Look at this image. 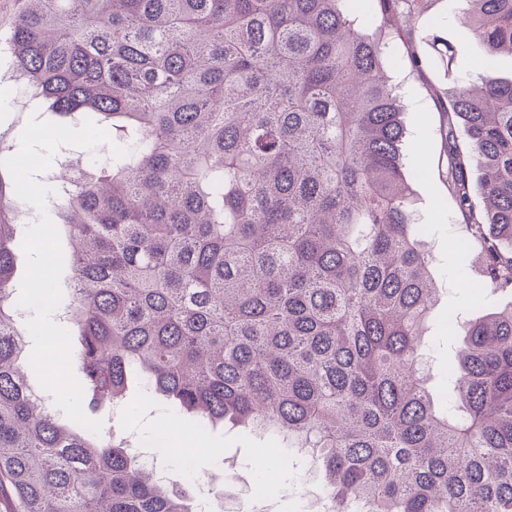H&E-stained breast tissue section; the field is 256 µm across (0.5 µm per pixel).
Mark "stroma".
<instances>
[{
	"mask_svg": "<svg viewBox=\"0 0 512 512\" xmlns=\"http://www.w3.org/2000/svg\"><path fill=\"white\" fill-rule=\"evenodd\" d=\"M466 9V0H418L414 44L425 60L421 71L412 70L402 44L390 47L391 76L403 90L407 161L421 173L414 185V209L425 227L422 240L440 288L436 310L424 325L422 343L429 387L438 395L449 391L448 364L457 352L440 312L453 310L459 322L465 323L507 300L503 294L479 291L482 258L477 251L465 256L459 249L466 231L448 193L441 116L430 92L431 86H447L450 78L477 75L479 49L468 42L459 24ZM436 36L455 47L452 66L439 62L432 46ZM110 424L116 432L145 445L167 441L168 452L159 468L190 495L204 499L206 512H253L259 500L269 512H310L307 489H324L320 469L294 449L279 447L270 430L205 427L192 416H175L165 401L135 390ZM228 472L236 476L229 485L224 482Z\"/></svg>",
	"mask_w": 512,
	"mask_h": 512,
	"instance_id": "1",
	"label": "stroma"
}]
</instances>
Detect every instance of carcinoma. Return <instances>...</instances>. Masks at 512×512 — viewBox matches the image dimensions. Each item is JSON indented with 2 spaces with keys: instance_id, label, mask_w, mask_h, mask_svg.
I'll list each match as a JSON object with an SVG mask.
<instances>
[{
  "instance_id": "1",
  "label": "carcinoma",
  "mask_w": 512,
  "mask_h": 512,
  "mask_svg": "<svg viewBox=\"0 0 512 512\" xmlns=\"http://www.w3.org/2000/svg\"><path fill=\"white\" fill-rule=\"evenodd\" d=\"M415 0H12L10 81L105 156L60 193L64 302L83 410L145 389L205 425L271 428L323 454L335 512H512V302L450 332L458 413L422 370L439 288L414 218L389 47ZM479 85L436 96L448 192L512 292V0H466ZM478 165L483 206L472 200ZM0 171V493L11 512H197L114 436L59 422L27 383Z\"/></svg>"
}]
</instances>
